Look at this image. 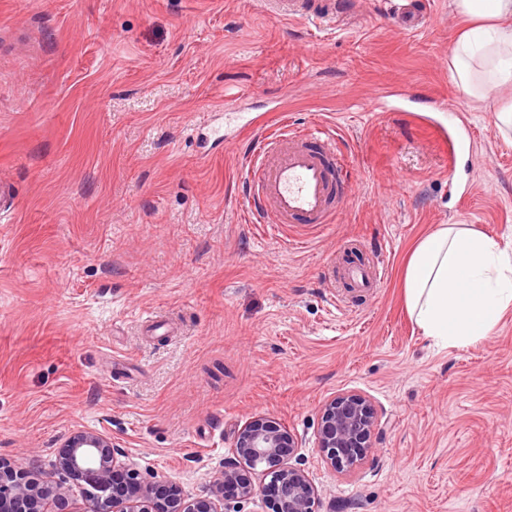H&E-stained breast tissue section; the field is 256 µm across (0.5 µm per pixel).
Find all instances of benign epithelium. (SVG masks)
I'll use <instances>...</instances> for the list:
<instances>
[{"label":"benign epithelium","instance_id":"benign-epithelium-1","mask_svg":"<svg viewBox=\"0 0 512 512\" xmlns=\"http://www.w3.org/2000/svg\"><path fill=\"white\" fill-rule=\"evenodd\" d=\"M377 423L369 400L358 393H342L321 410L317 448L336 470L350 471L373 451ZM296 447L297 439L284 424L254 417L237 429L232 456L224 460V471L215 477L210 494L188 498L144 481L107 436L76 430L49 471L31 461L0 459V512H72L68 483L86 485V512H223L227 492L232 498L263 493L269 497L270 512H322L308 472L291 462ZM242 466L261 477V483L243 478Z\"/></svg>","mask_w":512,"mask_h":512}]
</instances>
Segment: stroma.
Masks as SVG:
<instances>
[{"instance_id":"1","label":"stroma","mask_w":512,"mask_h":512,"mask_svg":"<svg viewBox=\"0 0 512 512\" xmlns=\"http://www.w3.org/2000/svg\"><path fill=\"white\" fill-rule=\"evenodd\" d=\"M399 7L354 0L331 23L264 0H0L1 458L49 470L71 432H97L142 478L198 495L267 416L336 512H512V309L442 350L402 283L436 225L512 245V131L451 80V0H427L416 29ZM394 84L466 112L471 146L449 159L414 113L373 112ZM224 107L234 143L192 136ZM240 111L338 133L356 189L337 223H246ZM452 162L473 180L463 208ZM376 254L387 281L349 289L338 266ZM344 392L378 415L351 472L315 441Z\"/></svg>"}]
</instances>
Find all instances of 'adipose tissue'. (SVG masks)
<instances>
[{"label":"adipose tissue","instance_id":"ef3b65f1","mask_svg":"<svg viewBox=\"0 0 512 512\" xmlns=\"http://www.w3.org/2000/svg\"><path fill=\"white\" fill-rule=\"evenodd\" d=\"M462 21L450 72L469 97L493 100L512 130V0H452ZM406 308L442 348L487 338L512 308L507 250L466 224H441L411 250L402 273Z\"/></svg>","mask_w":512,"mask_h":512}]
</instances>
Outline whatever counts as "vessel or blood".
<instances>
[{
	"mask_svg": "<svg viewBox=\"0 0 512 512\" xmlns=\"http://www.w3.org/2000/svg\"><path fill=\"white\" fill-rule=\"evenodd\" d=\"M273 11L302 20L333 21L343 11L336 0H271ZM443 142L460 145L470 132L461 112L434 120ZM244 199L248 223L317 227L334 223L355 194L353 177L334 136L313 132L263 135L245 155ZM355 288H369L387 276L385 262L345 266Z\"/></svg>",
	"mask_w": 512,
	"mask_h": 512,
	"instance_id": "obj_1",
	"label": "vessel or blood"
}]
</instances>
